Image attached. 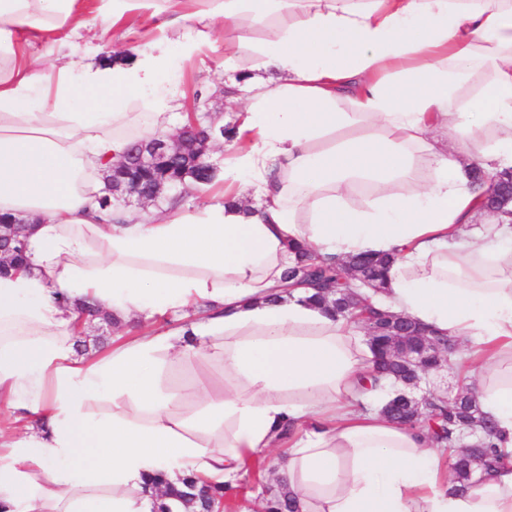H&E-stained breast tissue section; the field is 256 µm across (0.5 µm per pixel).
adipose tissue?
Returning <instances> with one entry per match:
<instances>
[{"mask_svg": "<svg viewBox=\"0 0 512 512\" xmlns=\"http://www.w3.org/2000/svg\"><path fill=\"white\" fill-rule=\"evenodd\" d=\"M181 60L224 34L269 81L231 82L242 109L226 192L144 216L101 208L99 176L130 140L169 133ZM91 25L122 31L123 59L60 67L32 42ZM512 166V0H0V216L26 219L27 266L0 277V512H152L156 487L194 474L233 487L280 449L299 512H512V468L452 494L427 430L370 408L376 380L350 321L286 289L297 250L396 254L362 295L461 344L498 447L512 450V216L474 226L486 185ZM117 323L162 322L103 355L77 352L76 304ZM190 310L189 325L171 313ZM203 351L222 388L157 386L159 352ZM111 400V417L92 406Z\"/></svg>", "mask_w": 512, "mask_h": 512, "instance_id": "1", "label": "adipose tissue"}]
</instances>
